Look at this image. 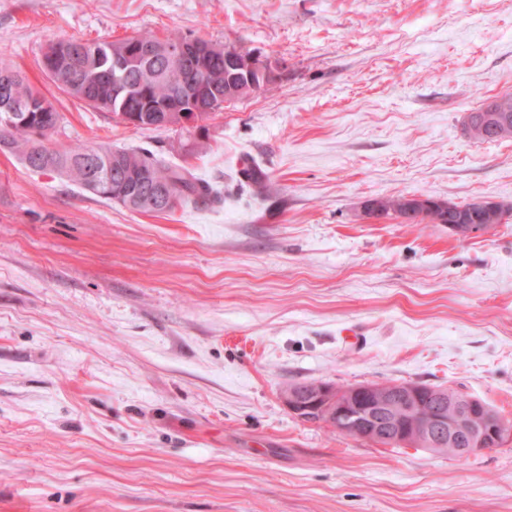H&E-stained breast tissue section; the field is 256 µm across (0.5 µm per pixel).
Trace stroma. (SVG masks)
Instances as JSON below:
<instances>
[{
    "mask_svg": "<svg viewBox=\"0 0 512 512\" xmlns=\"http://www.w3.org/2000/svg\"><path fill=\"white\" fill-rule=\"evenodd\" d=\"M170 31L288 64L190 131L58 90L50 40ZM58 148H146L222 193L140 214L0 151V512H512V434L458 459L294 418L292 382L413 381L512 422V222L458 239L365 201L512 203V0H0ZM261 163L267 191L240 174ZM503 97H498L489 100L488 104L485 106L484 111L482 112L481 105L474 112L465 113L463 117V128L465 135L467 137H475L483 132L485 125L482 124V120L484 118H488L490 116L494 118L502 119L504 114L502 112H510L507 119H502L501 121H496L493 123V129L490 130L487 136L474 139L476 142H484V141H494L504 138H512V100L507 98L511 97V94L502 95ZM475 112H482V117H477L474 115Z\"/></svg>",
    "mask_w": 512,
    "mask_h": 512,
    "instance_id": "35a3bbf8",
    "label": "stroma"
}]
</instances>
